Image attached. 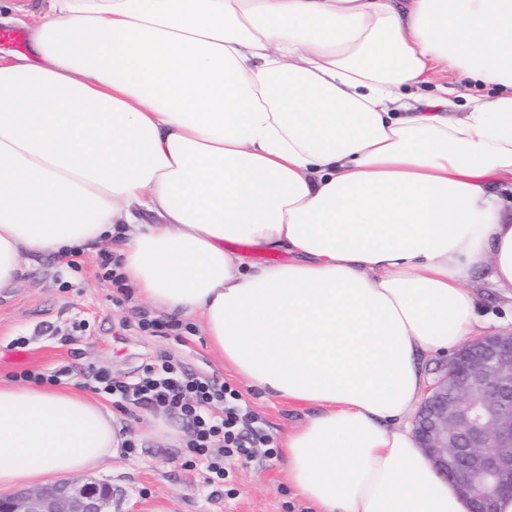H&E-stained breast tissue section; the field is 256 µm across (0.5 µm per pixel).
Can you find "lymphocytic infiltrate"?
I'll return each mask as SVG.
<instances>
[{
	"label": "lymphocytic infiltrate",
	"mask_w": 512,
	"mask_h": 512,
	"mask_svg": "<svg viewBox=\"0 0 512 512\" xmlns=\"http://www.w3.org/2000/svg\"><path fill=\"white\" fill-rule=\"evenodd\" d=\"M86 386L111 396L117 405L161 410L186 420L188 464L204 469V484L212 493L223 492L230 477L225 459L249 462L259 450L269 459L277 455L240 391L222 377L186 368L170 355L145 363L132 380L113 378L103 369L91 371Z\"/></svg>",
	"instance_id": "1"
}]
</instances>
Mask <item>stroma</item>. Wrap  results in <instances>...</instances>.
<instances>
[{"label":"stroma","mask_w":512,"mask_h":512,"mask_svg":"<svg viewBox=\"0 0 512 512\" xmlns=\"http://www.w3.org/2000/svg\"><path fill=\"white\" fill-rule=\"evenodd\" d=\"M79 270H71L55 256L38 259L8 296H0V379L9 380L24 369L54 371L69 367L59 382L83 390L85 369L95 365L127 379L138 375L141 365L156 354H175L191 370L214 373L233 382L230 371L210 351L198 321H191L186 344L169 334L127 329L122 319L130 310L161 317L155 309L131 296L120 300L111 283L100 277L97 253L79 254ZM479 301V313L491 322L492 331L512 329V304L489 288L482 276L471 283ZM85 320L83 333L70 335V325ZM25 346H16V339ZM274 443L303 419L302 412L274 399L258 395L246 398ZM116 416L132 439L134 453H120L100 469L98 481L110 484L116 497L112 512H307L283 477L284 458L263 454L246 464L227 462L233 496H209L200 470L185 466L187 425H180L177 440L160 442L147 437L140 425L143 410L116 409Z\"/></svg>","instance_id":"35a3bbf8"}]
</instances>
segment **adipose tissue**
Masks as SVG:
<instances>
[{
    "label": "adipose tissue",
    "instance_id": "1",
    "mask_svg": "<svg viewBox=\"0 0 512 512\" xmlns=\"http://www.w3.org/2000/svg\"><path fill=\"white\" fill-rule=\"evenodd\" d=\"M49 9L0 62V294L31 257L118 241L126 285L201 319L250 392L312 406L283 443L311 512H470L410 421L429 361L489 327L472 272L512 288V0ZM433 72L496 93L412 108ZM123 440L89 396L0 380V487Z\"/></svg>",
    "mask_w": 512,
    "mask_h": 512
}]
</instances>
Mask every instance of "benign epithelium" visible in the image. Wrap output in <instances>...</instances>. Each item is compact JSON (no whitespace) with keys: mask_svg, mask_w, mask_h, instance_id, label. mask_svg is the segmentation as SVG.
Here are the masks:
<instances>
[{"mask_svg":"<svg viewBox=\"0 0 512 512\" xmlns=\"http://www.w3.org/2000/svg\"><path fill=\"white\" fill-rule=\"evenodd\" d=\"M414 433L474 512H496L512 494V330L459 351L428 387ZM112 497L107 483L68 480L0 496V512H109Z\"/></svg>","mask_w":512,"mask_h":512,"instance_id":"7a95c632","label":"benign epithelium"}]
</instances>
